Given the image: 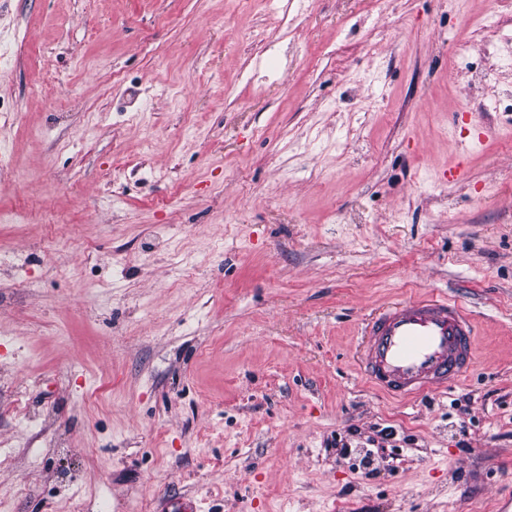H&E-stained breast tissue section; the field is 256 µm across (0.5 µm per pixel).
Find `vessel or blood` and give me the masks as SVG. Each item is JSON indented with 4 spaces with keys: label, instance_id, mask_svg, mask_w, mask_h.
I'll return each instance as SVG.
<instances>
[{
    "label": "vessel or blood",
    "instance_id": "b4317fda",
    "mask_svg": "<svg viewBox=\"0 0 512 512\" xmlns=\"http://www.w3.org/2000/svg\"><path fill=\"white\" fill-rule=\"evenodd\" d=\"M361 336L360 371L391 397L447 392L474 365L470 314L439 293L390 303L365 321Z\"/></svg>",
    "mask_w": 512,
    "mask_h": 512
}]
</instances>
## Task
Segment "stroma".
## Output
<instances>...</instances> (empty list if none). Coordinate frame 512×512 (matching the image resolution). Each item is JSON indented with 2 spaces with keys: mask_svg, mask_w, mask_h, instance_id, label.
I'll list each match as a JSON object with an SVG mask.
<instances>
[{
  "mask_svg": "<svg viewBox=\"0 0 512 512\" xmlns=\"http://www.w3.org/2000/svg\"><path fill=\"white\" fill-rule=\"evenodd\" d=\"M0 255V512H500L512 11L0 0ZM429 291L474 367L387 399L361 323Z\"/></svg>",
  "mask_w": 512,
  "mask_h": 512,
  "instance_id": "stroma-1",
  "label": "stroma"
}]
</instances>
